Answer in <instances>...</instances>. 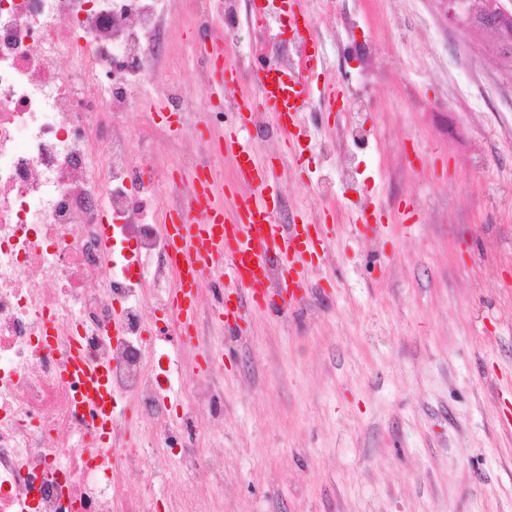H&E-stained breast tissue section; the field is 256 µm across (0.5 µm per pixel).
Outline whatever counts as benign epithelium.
I'll return each instance as SVG.
<instances>
[{
    "instance_id": "1",
    "label": "benign epithelium",
    "mask_w": 512,
    "mask_h": 512,
    "mask_svg": "<svg viewBox=\"0 0 512 512\" xmlns=\"http://www.w3.org/2000/svg\"><path fill=\"white\" fill-rule=\"evenodd\" d=\"M448 21L466 28L479 18V30L489 36L487 47L505 67L512 68V8L505 0H442Z\"/></svg>"
}]
</instances>
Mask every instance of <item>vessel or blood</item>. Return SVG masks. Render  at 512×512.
<instances>
[{"instance_id": "vessel-or-blood-1", "label": "vessel or blood", "mask_w": 512, "mask_h": 512, "mask_svg": "<svg viewBox=\"0 0 512 512\" xmlns=\"http://www.w3.org/2000/svg\"><path fill=\"white\" fill-rule=\"evenodd\" d=\"M199 55L212 64L213 88L223 95L234 89L238 73L223 44L200 45ZM258 94L238 106L233 123L216 138L219 150L235 163L236 185L226 194L227 204L214 196V178L197 177L185 205L165 211L159 222L174 284L166 294L167 311L182 334H189L197 317V288L204 276L223 282L225 288L245 291L252 302H276L279 312H287L290 300L303 288L301 270L308 243L297 225L279 224L264 206L275 192L273 169L258 165L255 147L242 135L253 111L271 113L284 143L293 144L294 159H301L296 144L301 136L300 119L313 99L308 75L287 81L270 70L255 72ZM232 207L234 220H227L224 209ZM278 269L277 287H270L271 269ZM68 373L77 375L85 389V404L97 419L101 433H108L124 410L113 405L104 387L103 368L88 363L80 351H72Z\"/></svg>"}]
</instances>
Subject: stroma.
Returning a JSON list of instances; mask_svg holds the SVG:
<instances>
[{"mask_svg": "<svg viewBox=\"0 0 512 512\" xmlns=\"http://www.w3.org/2000/svg\"><path fill=\"white\" fill-rule=\"evenodd\" d=\"M302 5L321 45L314 86L336 99L304 113L301 161L278 138L257 156L277 158L275 217L319 225L323 244L284 316L251 303L224 325L203 278L196 339L162 311L172 278L141 282L159 329L147 364L180 369L170 418L127 427L156 451L157 512L190 487L195 512H512V71L441 0ZM249 11L240 0L229 112L254 97L267 39ZM163 18L167 55L122 119L177 180L155 188L151 216L188 193L202 125L220 129L194 48L223 41L222 20L197 39L191 0H165ZM171 82L193 102L174 134L147 110ZM188 407L201 469L170 449Z\"/></svg>", "mask_w": 512, "mask_h": 512, "instance_id": "obj_1", "label": "stroma"}]
</instances>
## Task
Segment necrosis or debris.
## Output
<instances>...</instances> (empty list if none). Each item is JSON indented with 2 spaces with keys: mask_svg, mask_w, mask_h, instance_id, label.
<instances>
[{
  "mask_svg": "<svg viewBox=\"0 0 512 512\" xmlns=\"http://www.w3.org/2000/svg\"><path fill=\"white\" fill-rule=\"evenodd\" d=\"M158 5L0 0V512H116L112 471L98 457L120 450L133 483L152 464L125 447L124 420L99 435L65 363L79 345L113 392L136 398L137 420L166 416L141 343V278L113 261L100 228L111 217L139 256L156 259L157 276L169 272L162 230L143 221L136 193L170 176L120 123L164 52ZM97 78L107 96L76 93V82ZM93 138L106 147L102 175L89 160Z\"/></svg>",
  "mask_w": 512,
  "mask_h": 512,
  "instance_id": "4bbe7bcc",
  "label": "necrosis or debris"
}]
</instances>
